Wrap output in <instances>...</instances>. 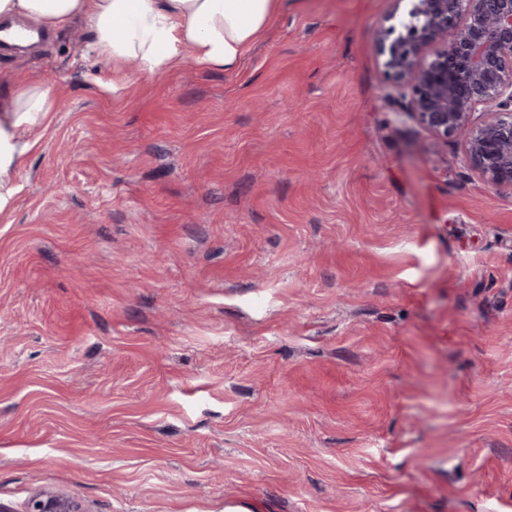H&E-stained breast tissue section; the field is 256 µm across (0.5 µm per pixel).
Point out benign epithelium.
<instances>
[{
    "label": "benign epithelium",
    "mask_w": 512,
    "mask_h": 512,
    "mask_svg": "<svg viewBox=\"0 0 512 512\" xmlns=\"http://www.w3.org/2000/svg\"><path fill=\"white\" fill-rule=\"evenodd\" d=\"M398 22L379 29L399 111L436 143L460 139L491 188L512 187V0H395ZM26 512H85L44 490Z\"/></svg>",
    "instance_id": "benign-epithelium-1"
}]
</instances>
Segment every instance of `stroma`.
Returning a JSON list of instances; mask_svg holds the SVG:
<instances>
[{
  "label": "stroma",
  "mask_w": 512,
  "mask_h": 512,
  "mask_svg": "<svg viewBox=\"0 0 512 512\" xmlns=\"http://www.w3.org/2000/svg\"><path fill=\"white\" fill-rule=\"evenodd\" d=\"M395 0H280L233 71L0 47V502L512 512V188L391 111ZM50 106L48 90L0 83V211L15 195L13 174L28 149L23 132L43 123ZM26 512H86L80 503L53 490H44L33 498Z\"/></svg>",
  "instance_id": "1"
}]
</instances>
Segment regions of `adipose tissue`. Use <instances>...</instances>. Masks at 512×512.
<instances>
[{"label": "adipose tissue", "mask_w": 512, "mask_h": 512, "mask_svg": "<svg viewBox=\"0 0 512 512\" xmlns=\"http://www.w3.org/2000/svg\"><path fill=\"white\" fill-rule=\"evenodd\" d=\"M278 6L279 0H0V21L32 18L51 32L82 24L89 53L160 75L188 60L236 69ZM50 106L49 91L0 83V211L15 195L13 175L28 149L22 135L45 121Z\"/></svg>", "instance_id": "obj_1"}]
</instances>
